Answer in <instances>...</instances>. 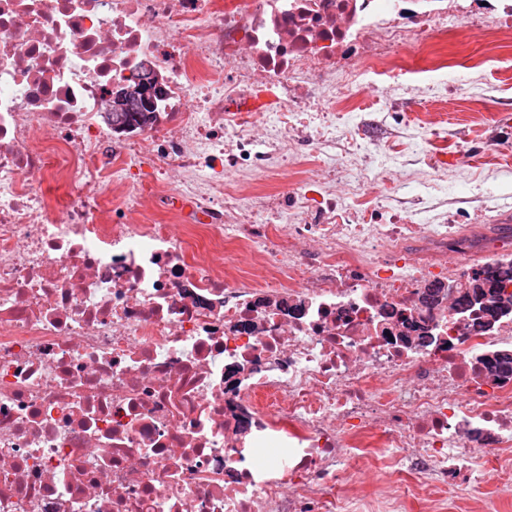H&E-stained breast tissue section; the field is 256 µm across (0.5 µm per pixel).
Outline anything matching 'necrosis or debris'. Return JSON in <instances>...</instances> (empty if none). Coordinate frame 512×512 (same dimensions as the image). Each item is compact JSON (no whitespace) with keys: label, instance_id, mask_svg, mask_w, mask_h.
Segmentation results:
<instances>
[{"label":"necrosis or debris","instance_id":"obj_1","mask_svg":"<svg viewBox=\"0 0 512 512\" xmlns=\"http://www.w3.org/2000/svg\"><path fill=\"white\" fill-rule=\"evenodd\" d=\"M451 26L512 0H0V512H496L512 243L380 171L339 199L328 151L383 154L354 87ZM131 76L163 91L117 129Z\"/></svg>","mask_w":512,"mask_h":512}]
</instances>
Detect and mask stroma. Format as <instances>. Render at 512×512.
Here are the masks:
<instances>
[{"label":"stroma","mask_w":512,"mask_h":512,"mask_svg":"<svg viewBox=\"0 0 512 512\" xmlns=\"http://www.w3.org/2000/svg\"><path fill=\"white\" fill-rule=\"evenodd\" d=\"M475 49V67L465 66L461 37L451 29L435 40L433 52L417 57L421 65L434 54L448 58V75L465 81L463 93L437 85L420 97L403 89L385 96L370 92L364 109L384 127L393 162L381 164L359 150L337 151L336 160L371 170L385 166L398 187L387 204L409 212L415 223H430L445 212L454 223L484 234H512V222L500 220L504 210L512 209V38L481 37ZM435 130L451 159L442 172L448 184L444 192L420 187L430 169L412 148L413 141H425Z\"/></svg>","instance_id":"1"}]
</instances>
